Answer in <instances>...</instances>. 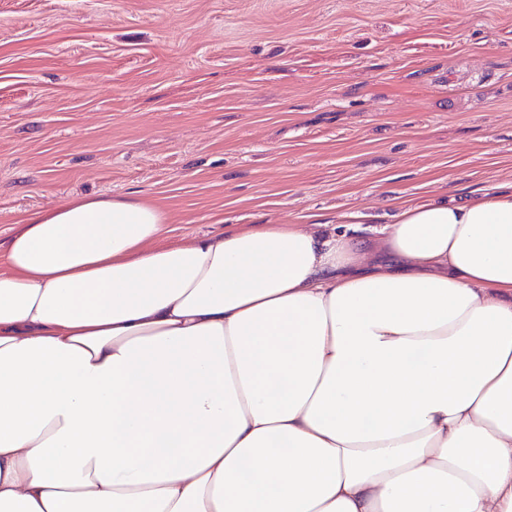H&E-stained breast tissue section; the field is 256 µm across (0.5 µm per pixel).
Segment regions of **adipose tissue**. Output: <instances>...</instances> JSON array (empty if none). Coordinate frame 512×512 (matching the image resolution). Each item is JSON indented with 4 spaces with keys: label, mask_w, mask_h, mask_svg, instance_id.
<instances>
[{
    "label": "adipose tissue",
    "mask_w": 512,
    "mask_h": 512,
    "mask_svg": "<svg viewBox=\"0 0 512 512\" xmlns=\"http://www.w3.org/2000/svg\"><path fill=\"white\" fill-rule=\"evenodd\" d=\"M174 246L77 197L0 253V512H512V190Z\"/></svg>",
    "instance_id": "ef3b65f1"
}]
</instances>
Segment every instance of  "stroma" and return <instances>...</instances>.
Listing matches in <instances>:
<instances>
[{
	"label": "stroma",
	"instance_id": "35a3bbf8",
	"mask_svg": "<svg viewBox=\"0 0 512 512\" xmlns=\"http://www.w3.org/2000/svg\"><path fill=\"white\" fill-rule=\"evenodd\" d=\"M512 183V0H0V242L135 196L162 242Z\"/></svg>",
	"mask_w": 512,
	"mask_h": 512
}]
</instances>
